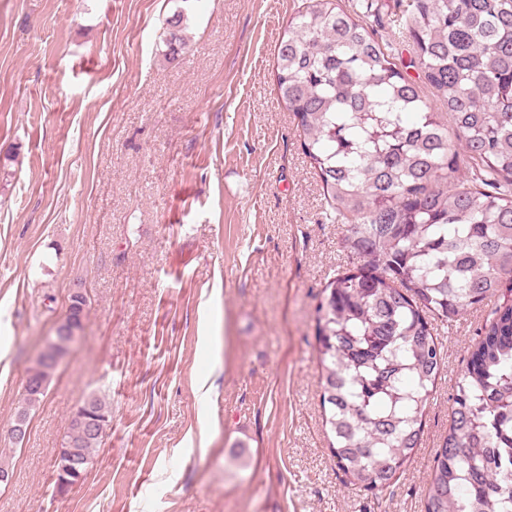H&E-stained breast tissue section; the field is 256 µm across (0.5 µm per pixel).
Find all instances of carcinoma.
<instances>
[{"mask_svg": "<svg viewBox=\"0 0 512 512\" xmlns=\"http://www.w3.org/2000/svg\"><path fill=\"white\" fill-rule=\"evenodd\" d=\"M302 0L277 44L279 95L322 183L325 215L360 259L336 271L315 307L330 451L347 483L387 488L418 447L451 322L494 299L460 373L425 512H512V0H390L413 39L398 64L380 44L379 8ZM183 12L167 21L166 55L186 52ZM413 68V77L408 69ZM439 102L434 110L428 100ZM458 145L475 178L453 181ZM70 308L28 372L38 403L84 306ZM71 418L56 485L83 478L109 417L92 399Z\"/></svg>", "mask_w": 512, "mask_h": 512, "instance_id": "carcinoma-1", "label": "carcinoma"}]
</instances>
